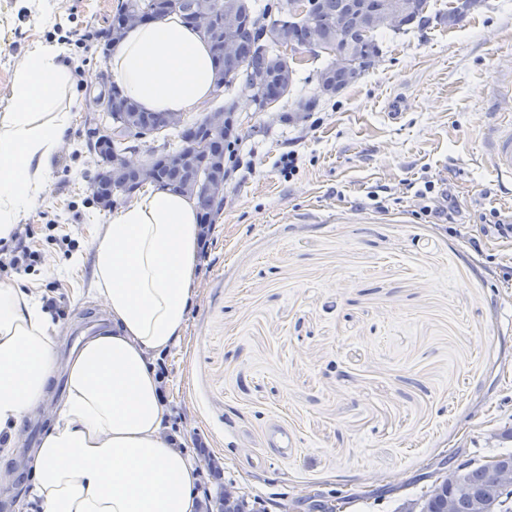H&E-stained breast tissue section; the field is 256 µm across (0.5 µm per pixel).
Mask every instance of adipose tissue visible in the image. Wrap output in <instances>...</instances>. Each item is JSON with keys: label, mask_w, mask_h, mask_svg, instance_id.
Wrapping results in <instances>:
<instances>
[{"label": "adipose tissue", "mask_w": 512, "mask_h": 512, "mask_svg": "<svg viewBox=\"0 0 512 512\" xmlns=\"http://www.w3.org/2000/svg\"><path fill=\"white\" fill-rule=\"evenodd\" d=\"M56 40L13 72L0 113V240L45 193L49 162L73 119ZM107 69L148 112H188L215 86L209 45L179 16L129 29ZM194 201L152 189L112 214L93 244L95 290L112 328L67 362V391L31 452L33 481L16 512H201L198 463L172 440L154 356L178 346L199 265ZM56 330L40 299L0 283V433L14 435L51 397Z\"/></svg>", "instance_id": "ef3b65f1"}]
</instances>
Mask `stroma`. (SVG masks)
<instances>
[{"label": "stroma", "instance_id": "stroma-1", "mask_svg": "<svg viewBox=\"0 0 512 512\" xmlns=\"http://www.w3.org/2000/svg\"><path fill=\"white\" fill-rule=\"evenodd\" d=\"M117 3L55 0L46 20L42 0H0V113L40 42H61L74 76L105 69ZM455 4L428 0L425 28L382 31L379 62L341 93L321 94L329 58L306 52L266 111L225 92L236 160L161 385L185 447L209 462L212 498L232 485L255 512L291 499L321 512L337 497L345 512H399L428 462L512 452V238L494 230L512 201L483 153L496 88L512 80V0H480L452 27ZM78 94L50 187L18 219L39 260L0 271L64 297L63 360L70 327L103 310L90 243L110 217L91 189L99 91ZM279 429L288 448L271 441ZM394 478L404 494L382 491Z\"/></svg>", "mask_w": 512, "mask_h": 512}]
</instances>
